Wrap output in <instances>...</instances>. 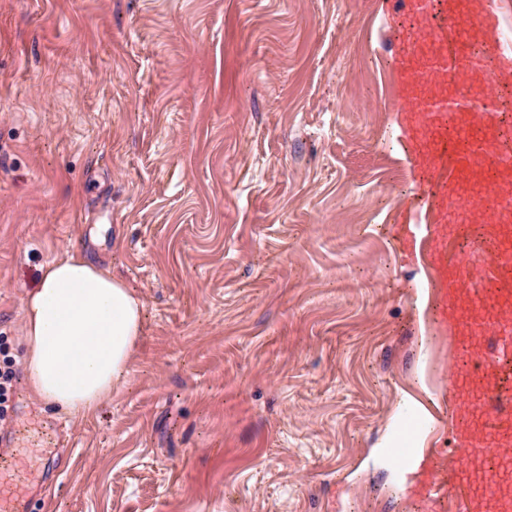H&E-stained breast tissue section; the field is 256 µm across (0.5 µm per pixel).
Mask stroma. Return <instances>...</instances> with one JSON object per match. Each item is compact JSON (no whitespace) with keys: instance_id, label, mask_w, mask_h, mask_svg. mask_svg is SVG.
I'll return each mask as SVG.
<instances>
[{"instance_id":"35a3bbf8","label":"stroma","mask_w":512,"mask_h":512,"mask_svg":"<svg viewBox=\"0 0 512 512\" xmlns=\"http://www.w3.org/2000/svg\"><path fill=\"white\" fill-rule=\"evenodd\" d=\"M398 0H0V350L81 252L144 305L129 374L63 416L32 512H416L377 453L466 379L428 179L398 122ZM476 196L449 263L483 271ZM446 397L434 399L435 385ZM435 242V259L442 268V279L439 288L440 303L439 311L445 325L448 326V263L443 252V248H439V240L434 237Z\"/></svg>"}]
</instances>
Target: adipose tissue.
<instances>
[{
    "mask_svg": "<svg viewBox=\"0 0 512 512\" xmlns=\"http://www.w3.org/2000/svg\"><path fill=\"white\" fill-rule=\"evenodd\" d=\"M143 303L124 281L77 253L47 263L24 301L29 394L70 415L93 412L128 375Z\"/></svg>",
    "mask_w": 512,
    "mask_h": 512,
    "instance_id": "1",
    "label": "adipose tissue"
}]
</instances>
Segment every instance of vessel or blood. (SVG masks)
Returning a JSON list of instances; mask_svg holds the SVG:
<instances>
[{
  "label": "vessel or blood",
  "instance_id": "1",
  "mask_svg": "<svg viewBox=\"0 0 512 512\" xmlns=\"http://www.w3.org/2000/svg\"><path fill=\"white\" fill-rule=\"evenodd\" d=\"M461 0H407L418 16L417 27L409 36L404 71L405 97L414 106L416 124L426 144L419 156L430 173L425 194L426 207L447 203L459 181L474 177L485 180L486 200L496 215L512 218V148L498 145L500 99L485 96L472 101L468 92L448 94L441 83L447 74H476L485 84H498L502 70L512 64V42L499 40L481 44L485 31L499 26L498 0H478L475 11L463 10ZM457 31L458 48L447 55L443 47L449 31ZM455 137L463 151L456 170L448 168L447 139ZM488 253V277H481L465 263L450 265V283L440 286V313L461 299L483 295L486 282L493 281L503 292L512 291V247L492 245ZM478 372L485 384L487 421L502 423L512 414V387L500 377L501 362L512 359V346L503 345L497 354L479 352ZM453 450L434 455V471L424 481L420 494L422 512H491L488 498H474L455 480L448 468L449 455L485 458L512 453L504 443L489 448L485 432H477L452 417ZM435 421L424 412H411L391 431L386 448L380 449L383 461L398 475H408L421 455L418 440L434 430ZM60 426L53 420L31 416L26 431H13L0 448V512H30L32 495L44 488L45 468L58 454Z\"/></svg>",
  "mask_w": 512,
  "mask_h": 512
}]
</instances>
